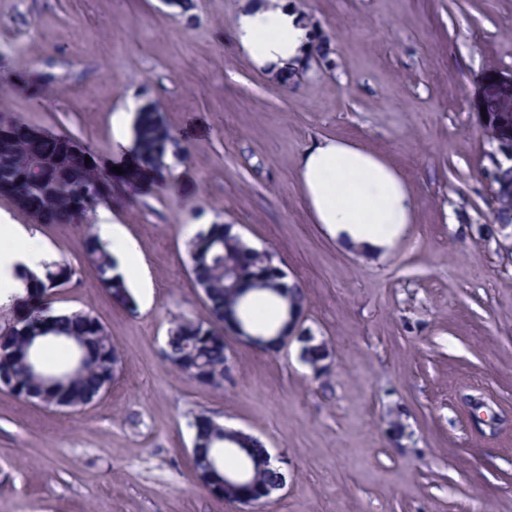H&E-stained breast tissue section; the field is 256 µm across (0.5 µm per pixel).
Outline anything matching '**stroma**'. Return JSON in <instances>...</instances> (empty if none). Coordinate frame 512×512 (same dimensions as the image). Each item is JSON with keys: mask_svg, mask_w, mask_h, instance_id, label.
Instances as JSON below:
<instances>
[{"mask_svg": "<svg viewBox=\"0 0 512 512\" xmlns=\"http://www.w3.org/2000/svg\"><path fill=\"white\" fill-rule=\"evenodd\" d=\"M295 2L328 47L287 94L230 41L240 0H0V111L110 168L113 116L155 102L187 149L148 191L112 181L106 208L151 289L136 310L100 286L85 225L32 224L74 269L54 307L91 312L121 366L75 413L0 390V512H236L194 477L201 412L282 459L286 486L264 512H512V262L486 232L481 107L488 77L512 79V0ZM319 137L365 147L410 187L414 220L387 256L314 223L298 162ZM216 221L304 290L329 376L294 345L228 341L221 386L164 360L175 320L208 317L187 244Z\"/></svg>", "mask_w": 512, "mask_h": 512, "instance_id": "35a3bbf8", "label": "stroma"}]
</instances>
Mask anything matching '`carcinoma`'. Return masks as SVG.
Wrapping results in <instances>:
<instances>
[{
  "label": "carcinoma",
  "mask_w": 512,
  "mask_h": 512,
  "mask_svg": "<svg viewBox=\"0 0 512 512\" xmlns=\"http://www.w3.org/2000/svg\"><path fill=\"white\" fill-rule=\"evenodd\" d=\"M31 125L5 112L0 113V183L30 201L22 214L43 224H75L87 220L97 206L112 199V173L95 161L85 162L87 153L70 141L41 132L30 135ZM134 164L125 168L132 186L149 174L165 177L168 157L177 158L182 146L175 131L166 123L155 105L136 113L134 121ZM84 249L91 259L97 279L114 303L130 310L136 300L112 253L99 240L93 225H87ZM189 265L200 270L194 282L204 294L209 318L206 321L178 320L170 328L166 341L169 363L184 372L194 369V377L205 384L221 385L230 381L226 367L228 354L224 341L213 337L212 328L224 323V310H240L242 324L260 335L271 332L273 324L258 323L254 298L262 296L271 303L289 308L307 304V295L286 282V275L272 269L273 260L266 251L247 244L233 231V225L213 223L200 231L188 248ZM29 283L25 317L0 327V388L35 404L46 402L77 411L100 398L112 386L117 350L105 327L91 313L59 309L44 315L42 301L72 279L70 265L53 261L40 273H24ZM79 336L97 337V351L83 367L57 378L59 365L47 358L52 346L66 351L64 365L74 357L72 341ZM304 363L313 378L322 375L321 362L330 355L327 342H314L305 349ZM224 441V425L195 433L193 472L199 461L215 452ZM240 452L256 464L252 483L245 493L259 500L268 496L277 474L263 468L267 448L251 435L237 441Z\"/></svg>",
  "instance_id": "carcinoma-1"
}]
</instances>
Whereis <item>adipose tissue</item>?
I'll list each match as a JSON object with an SVG mask.
<instances>
[{
  "label": "adipose tissue",
  "instance_id": "1",
  "mask_svg": "<svg viewBox=\"0 0 512 512\" xmlns=\"http://www.w3.org/2000/svg\"><path fill=\"white\" fill-rule=\"evenodd\" d=\"M319 36L305 13L287 0H243L230 39L254 68L276 76L281 86L299 77ZM303 199L315 223L346 250L385 255L414 215V199L397 171L383 159L351 142L313 141L299 165ZM101 241L111 243L120 270L133 274L141 254L120 224L100 222ZM32 241L25 250L0 252V306L26 294L23 270H40L47 247Z\"/></svg>",
  "mask_w": 512,
  "mask_h": 512
}]
</instances>
